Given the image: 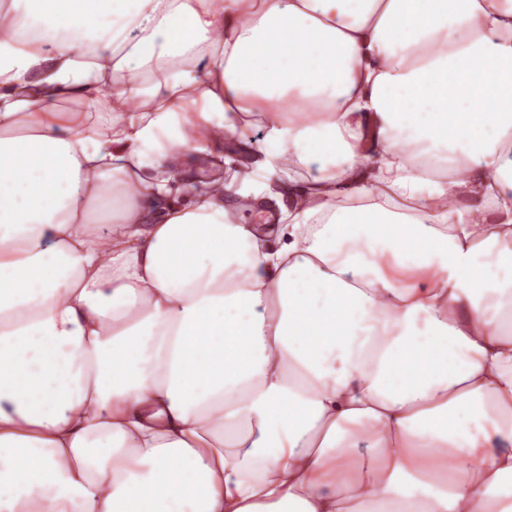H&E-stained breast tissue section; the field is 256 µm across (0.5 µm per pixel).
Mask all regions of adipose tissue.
<instances>
[{
  "instance_id": "1",
  "label": "adipose tissue",
  "mask_w": 512,
  "mask_h": 512,
  "mask_svg": "<svg viewBox=\"0 0 512 512\" xmlns=\"http://www.w3.org/2000/svg\"><path fill=\"white\" fill-rule=\"evenodd\" d=\"M255 115L319 171L277 249L220 179L156 217ZM0 476V512H512V0H0Z\"/></svg>"
}]
</instances>
